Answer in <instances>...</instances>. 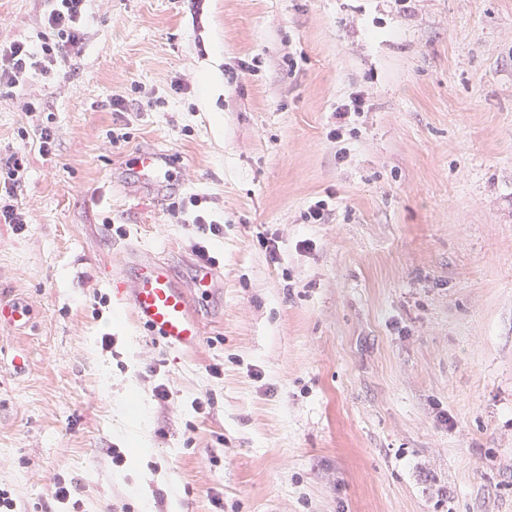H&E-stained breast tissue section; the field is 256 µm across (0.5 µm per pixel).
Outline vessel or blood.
<instances>
[{"mask_svg": "<svg viewBox=\"0 0 512 512\" xmlns=\"http://www.w3.org/2000/svg\"><path fill=\"white\" fill-rule=\"evenodd\" d=\"M136 164L140 183L156 189L159 200H166L175 180L174 158L166 152L138 153ZM108 284L116 303L130 309L137 322L156 333L169 345L190 349L202 336L200 321L193 314V295L214 296L219 291L215 267L202 268L196 279V292H189L178 281L171 264L160 256L132 250L124 266L110 274ZM33 315L31 305L0 302V324L24 327Z\"/></svg>", "mask_w": 512, "mask_h": 512, "instance_id": "vessel-or-blood-1", "label": "vessel or blood"}]
</instances>
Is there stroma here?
<instances>
[{"label": "stroma", "mask_w": 512, "mask_h": 512, "mask_svg": "<svg viewBox=\"0 0 512 512\" xmlns=\"http://www.w3.org/2000/svg\"><path fill=\"white\" fill-rule=\"evenodd\" d=\"M46 6L0 0V42L38 41ZM83 31L40 113L0 87L30 216L0 223V299L34 309L0 328L28 354L0 370L15 512H512V0H90ZM134 82L158 104L109 143ZM43 123L46 154L20 136ZM154 150L184 176L166 205L137 185ZM192 195L224 222L222 292L185 350L107 277L138 248L193 288L198 237L169 209ZM323 197L329 223H304ZM367 95L362 91L353 93L347 101L336 106V110L333 113L335 121L332 123L333 127H330L327 133V138L331 142H340L341 138L344 137L347 127L352 122V116L365 112Z\"/></svg>", "instance_id": "obj_1"}]
</instances>
